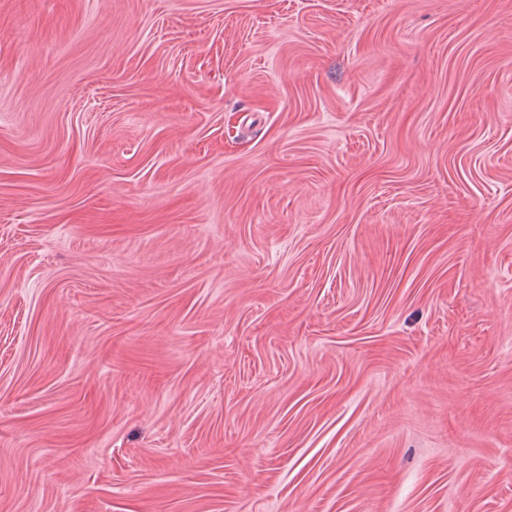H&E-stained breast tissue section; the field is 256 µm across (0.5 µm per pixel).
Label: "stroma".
Segmentation results:
<instances>
[{"label": "stroma", "instance_id": "obj_1", "mask_svg": "<svg viewBox=\"0 0 512 512\" xmlns=\"http://www.w3.org/2000/svg\"><path fill=\"white\" fill-rule=\"evenodd\" d=\"M0 512H512V0H0Z\"/></svg>", "mask_w": 512, "mask_h": 512}]
</instances>
